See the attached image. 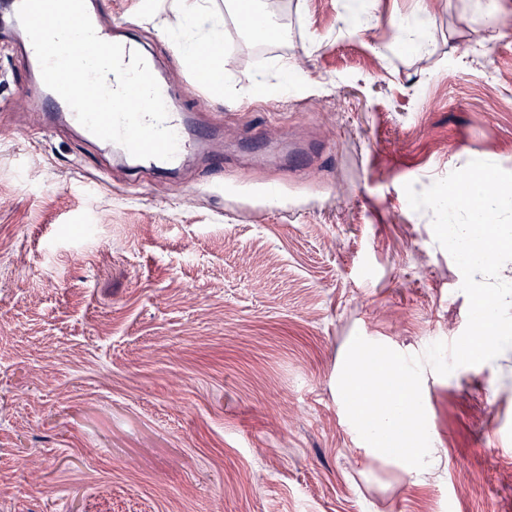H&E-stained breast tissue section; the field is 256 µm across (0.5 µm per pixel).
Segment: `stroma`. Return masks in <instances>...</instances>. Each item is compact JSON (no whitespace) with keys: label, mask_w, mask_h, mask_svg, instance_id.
<instances>
[{"label":"stroma","mask_w":512,"mask_h":512,"mask_svg":"<svg viewBox=\"0 0 512 512\" xmlns=\"http://www.w3.org/2000/svg\"><path fill=\"white\" fill-rule=\"evenodd\" d=\"M208 2L224 88L198 96L220 171L153 177L50 126L23 103L20 31L0 34V512H512V352L494 391L476 365L428 374L444 463L422 488L360 457L336 404L353 337L420 355L467 326L404 186L473 159L512 171V12L426 0L416 52L395 39L415 0H373L356 32L344 0H284L288 37L265 44ZM104 3L165 76L194 77L175 0ZM286 61L287 95H244Z\"/></svg>","instance_id":"stroma-1"}]
</instances>
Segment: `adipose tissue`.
I'll use <instances>...</instances> for the list:
<instances>
[{
    "mask_svg": "<svg viewBox=\"0 0 512 512\" xmlns=\"http://www.w3.org/2000/svg\"><path fill=\"white\" fill-rule=\"evenodd\" d=\"M222 21L196 0L178 13L170 33L177 54L203 61L210 83L224 87ZM429 366L422 359L392 350L382 341L361 338L353 343L337 380L343 419L366 455L396 466L410 486L419 487L439 471L443 458L430 431L423 386ZM381 402H371L373 392ZM411 427H404V420Z\"/></svg>",
    "mask_w": 512,
    "mask_h": 512,
    "instance_id": "1",
    "label": "adipose tissue"
}]
</instances>
